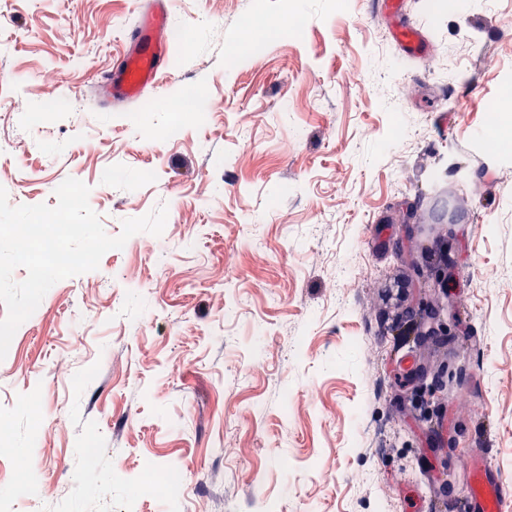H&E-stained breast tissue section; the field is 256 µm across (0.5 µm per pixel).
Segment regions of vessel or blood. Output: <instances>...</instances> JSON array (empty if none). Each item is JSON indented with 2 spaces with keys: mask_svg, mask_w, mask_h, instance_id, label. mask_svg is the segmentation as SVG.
I'll list each match as a JSON object with an SVG mask.
<instances>
[{
  "mask_svg": "<svg viewBox=\"0 0 512 512\" xmlns=\"http://www.w3.org/2000/svg\"><path fill=\"white\" fill-rule=\"evenodd\" d=\"M379 12L394 20L393 35L411 55L421 57L427 50L424 35L402 19V0H375ZM168 12L164 5L144 12L134 26L123 57L111 71L100 75L99 98L112 105L137 99L155 83L169 53ZM467 512H512V481L491 471L487 457L474 455Z\"/></svg>",
  "mask_w": 512,
  "mask_h": 512,
  "instance_id": "1",
  "label": "vessel or blood"
}]
</instances>
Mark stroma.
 Instances as JSON below:
<instances>
[{
	"mask_svg": "<svg viewBox=\"0 0 512 512\" xmlns=\"http://www.w3.org/2000/svg\"><path fill=\"white\" fill-rule=\"evenodd\" d=\"M167 2L156 91L108 108L96 78L154 0H0L9 203L72 177L108 235L168 210L54 284L0 360V512H448L482 443L512 480V0H406L426 59L372 0ZM189 88L203 107L178 114ZM458 195L464 373L434 429L385 291L427 269L417 227Z\"/></svg>",
	"mask_w": 512,
	"mask_h": 512,
	"instance_id": "35a3bbf8",
	"label": "stroma"
}]
</instances>
